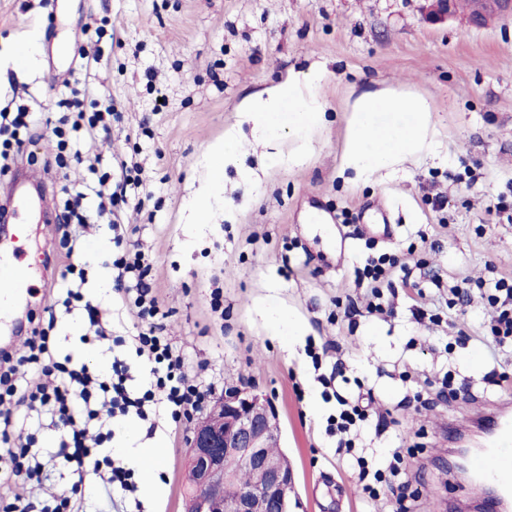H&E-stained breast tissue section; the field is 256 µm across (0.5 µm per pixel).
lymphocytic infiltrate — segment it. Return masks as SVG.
I'll list each match as a JSON object with an SVG mask.
<instances>
[{"mask_svg":"<svg viewBox=\"0 0 512 512\" xmlns=\"http://www.w3.org/2000/svg\"><path fill=\"white\" fill-rule=\"evenodd\" d=\"M112 243L118 248L112 257L113 287L123 307L140 319V329L129 340L112 335L102 324L98 306L83 302L84 310L98 342L116 347L132 342L138 361L149 366L150 382L143 389L133 386L130 364L118 358L107 372L90 370L74 354L59 355L48 329L38 330L27 354L0 361V457L7 479L41 481L44 464L37 446L48 423L60 432L52 461L81 479L97 475L106 491L135 493L134 470L104 452L112 441L111 416L132 413L145 420L162 413L176 423L201 410L213 392L211 385L190 375L183 352L164 334L168 313L146 281L149 254L124 248L118 236ZM488 300L494 346L512 345V278L494 279ZM15 404L24 406V420L30 426L24 444L18 446L11 439Z\"/></svg>","mask_w":512,"mask_h":512,"instance_id":"obj_1","label":"lymphocytic infiltrate"}]
</instances>
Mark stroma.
Segmentation results:
<instances>
[{
  "instance_id": "obj_1",
  "label": "stroma",
  "mask_w": 512,
  "mask_h": 512,
  "mask_svg": "<svg viewBox=\"0 0 512 512\" xmlns=\"http://www.w3.org/2000/svg\"><path fill=\"white\" fill-rule=\"evenodd\" d=\"M422 0H0V110L24 108L38 122L25 151L0 158V182L19 167L43 179L47 208L23 212L15 245L32 270L37 320L55 308L61 352L86 363L106 345L80 344L89 324L80 303L56 309L69 227L64 204L93 181L83 166L60 168L52 129L65 82L85 81L111 98L118 120L98 134V170L112 182L116 155L142 168L135 199L120 206L125 243L151 256L149 283L167 332L190 368L222 393L247 383L269 397L281 448L296 474L291 512H395L379 484L377 500L358 482V458L385 469L393 450L421 467L417 512H447L466 500L434 460L453 448L449 429L512 400V352H498L482 327L481 293L448 308L449 285L512 276V19L484 28L463 16L432 25ZM96 40L102 64L74 61ZM35 44L34 60L15 70L13 49ZM321 68L327 122L306 139L288 131L267 141L243 111L252 93L289 74ZM429 98L430 147L417 158L359 178L342 164L345 115L365 87ZM235 132L240 153L224 168L214 220L198 224L192 204L212 174L213 151ZM307 148L289 162L299 142ZM97 170V171H98ZM80 263L85 297L102 309L112 292L99 274L112 259L113 231L89 201ZM396 257L393 314L367 316V257ZM420 281L428 316L416 320L403 277ZM224 287V311L210 307V285ZM328 346L313 367L307 343ZM344 397L372 390L388 421L376 418L338 447L327 431L336 401H324L321 376ZM452 388H445V381ZM140 445L166 454L155 495L143 512H185L184 458L192 419L160 418L155 433L137 422Z\"/></svg>"
}]
</instances>
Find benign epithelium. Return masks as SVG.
Masks as SVG:
<instances>
[{"label":"benign epithelium","instance_id":"benign-epithelium-1","mask_svg":"<svg viewBox=\"0 0 512 512\" xmlns=\"http://www.w3.org/2000/svg\"><path fill=\"white\" fill-rule=\"evenodd\" d=\"M424 17L443 23L458 12V0H426ZM469 23L481 28L498 17L512 16V0H471ZM271 401L250 385H230L216 397L210 412L194 427L185 457L187 512H255L262 496L268 512H288L295 487L292 468L273 457L269 448L280 442ZM234 459L250 474L241 484L224 461Z\"/></svg>","mask_w":512,"mask_h":512}]
</instances>
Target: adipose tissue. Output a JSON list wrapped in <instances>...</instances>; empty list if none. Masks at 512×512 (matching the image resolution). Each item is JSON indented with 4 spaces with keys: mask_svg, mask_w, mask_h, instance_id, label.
I'll use <instances>...</instances> for the list:
<instances>
[{
    "mask_svg": "<svg viewBox=\"0 0 512 512\" xmlns=\"http://www.w3.org/2000/svg\"><path fill=\"white\" fill-rule=\"evenodd\" d=\"M322 74L309 69L254 94L249 113L261 137L274 136L275 118L287 112L289 130L307 131L325 122L326 106L319 95ZM430 100L396 90L361 92L349 108L343 162L359 175L372 177L422 153L428 145Z\"/></svg>",
    "mask_w": 512,
    "mask_h": 512,
    "instance_id": "obj_1",
    "label": "adipose tissue"
}]
</instances>
